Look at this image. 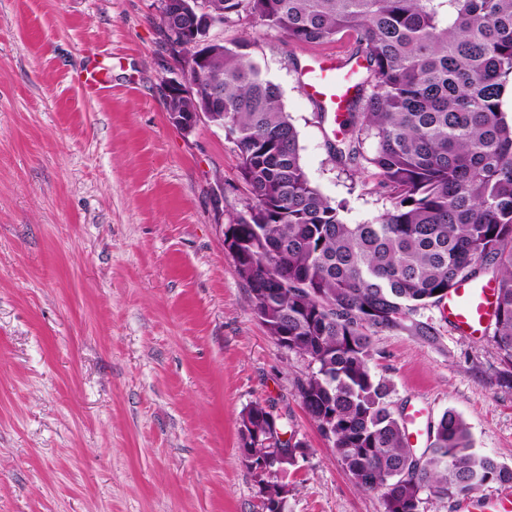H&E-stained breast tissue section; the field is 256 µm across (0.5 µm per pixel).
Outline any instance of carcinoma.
<instances>
[{
  "label": "carcinoma",
  "instance_id": "cac0c4a2",
  "mask_svg": "<svg viewBox=\"0 0 512 512\" xmlns=\"http://www.w3.org/2000/svg\"><path fill=\"white\" fill-rule=\"evenodd\" d=\"M243 20L297 43L354 39L349 59L367 76L353 71L356 94L330 153L374 170L389 207L373 221L347 223L345 203L312 186L280 88L247 42L211 38L215 24ZM159 29L166 42L176 33L185 57L200 40L211 54L202 97L213 100L212 123L224 125L254 199L225 229L224 249L278 348L309 361L298 396L355 485L378 494L383 512H417L422 494L512 484V466L478 452L453 410L429 425L426 448H412L388 385L370 368L372 336L435 341L420 310L492 269L486 337L512 388V121L501 100L512 85V0H170ZM165 100L170 114L201 107L197 98ZM280 430L271 407L251 404L239 448ZM273 454L292 467L302 443L287 440ZM258 484L261 509L285 499L278 476Z\"/></svg>",
  "mask_w": 512,
  "mask_h": 512
}]
</instances>
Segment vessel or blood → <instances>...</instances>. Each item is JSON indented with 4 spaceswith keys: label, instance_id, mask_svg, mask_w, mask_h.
<instances>
[{
    "label": "vessel or blood",
    "instance_id": "vessel-or-blood-1",
    "mask_svg": "<svg viewBox=\"0 0 512 512\" xmlns=\"http://www.w3.org/2000/svg\"><path fill=\"white\" fill-rule=\"evenodd\" d=\"M341 63L326 59L318 66H305L302 81L307 95L340 119L354 91L352 81L340 72ZM494 301V286L488 281L460 280L442 304V314L457 333L482 337L487 333Z\"/></svg>",
    "mask_w": 512,
    "mask_h": 512
}]
</instances>
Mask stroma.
Segmentation results:
<instances>
[{
    "mask_svg": "<svg viewBox=\"0 0 512 512\" xmlns=\"http://www.w3.org/2000/svg\"><path fill=\"white\" fill-rule=\"evenodd\" d=\"M157 16V0H0V512H261L237 452L256 402L305 451L287 512H382L303 408L308 362L275 345L224 248L247 187L222 128L170 120ZM211 36L247 40L279 86L312 185L349 223L380 215L371 172L332 160L340 128L300 77L314 56L347 58L352 37L297 44L248 21ZM422 315L436 342L373 338L394 412L454 410L478 450L512 466L497 350L438 308ZM498 497L512 486L427 495L420 512Z\"/></svg>",
    "mask_w": 512,
    "mask_h": 512,
    "instance_id": "obj_1",
    "label": "stroma"
}]
</instances>
